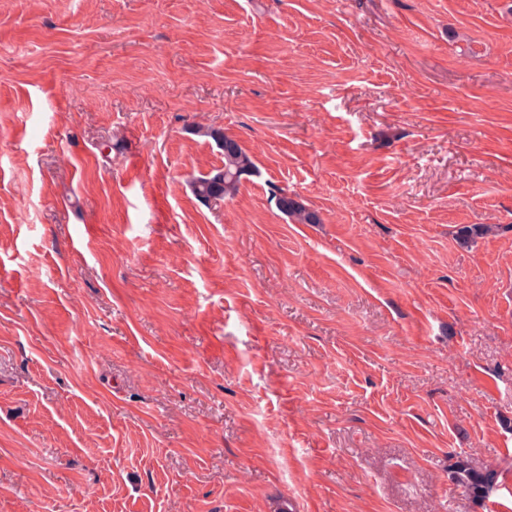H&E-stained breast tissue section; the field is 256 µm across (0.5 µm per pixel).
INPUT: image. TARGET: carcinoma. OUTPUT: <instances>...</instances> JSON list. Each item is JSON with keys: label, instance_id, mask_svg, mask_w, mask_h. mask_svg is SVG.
<instances>
[{"label": "carcinoma", "instance_id": "1", "mask_svg": "<svg viewBox=\"0 0 512 512\" xmlns=\"http://www.w3.org/2000/svg\"><path fill=\"white\" fill-rule=\"evenodd\" d=\"M202 135L223 148L224 165L192 178L190 187L195 197L207 206H217L232 200L242 182L257 173L253 155L238 140L219 128L210 127ZM276 208L294 224H320L321 214L299 197L277 189L272 193ZM453 479L476 501L486 500L497 489L498 473L475 468L467 459L457 460L452 467Z\"/></svg>", "mask_w": 512, "mask_h": 512}]
</instances>
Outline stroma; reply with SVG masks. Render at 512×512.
Wrapping results in <instances>:
<instances>
[{"label":"stroma","mask_w":512,"mask_h":512,"mask_svg":"<svg viewBox=\"0 0 512 512\" xmlns=\"http://www.w3.org/2000/svg\"><path fill=\"white\" fill-rule=\"evenodd\" d=\"M506 4L0 0V512H486ZM208 127L259 168L219 206ZM272 199L276 208L294 224H318L322 221L320 212L296 195L277 189L272 193ZM452 477L475 501L486 500L498 487V473L494 469H476L467 459H458L453 464Z\"/></svg>","instance_id":"35a3bbf8"}]
</instances>
